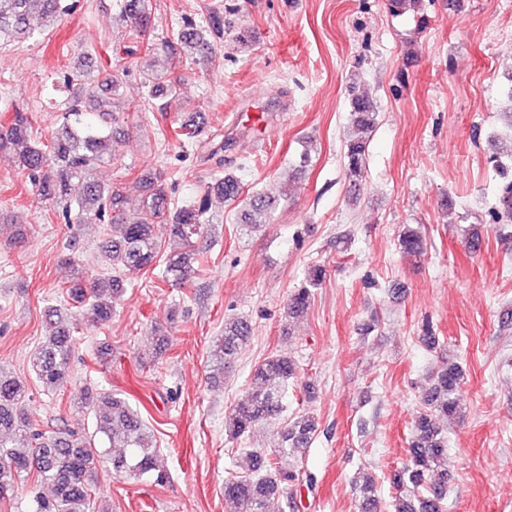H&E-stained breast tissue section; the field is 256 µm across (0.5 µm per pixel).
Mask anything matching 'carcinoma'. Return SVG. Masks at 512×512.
I'll use <instances>...</instances> for the list:
<instances>
[{"instance_id":"obj_1","label":"carcinoma","mask_w":512,"mask_h":512,"mask_svg":"<svg viewBox=\"0 0 512 512\" xmlns=\"http://www.w3.org/2000/svg\"><path fill=\"white\" fill-rule=\"evenodd\" d=\"M152 0H120L122 18L130 22L133 39L146 51L161 52L168 63L182 55H202L211 47L210 38L224 32V17L210 13L207 25L190 19L183 21L176 35L159 44L149 41L154 25ZM393 16L410 15L418 29L426 28L423 0H386ZM72 10L68 0H0V46H10L32 38L39 21L42 31L56 27L61 16ZM185 78L174 67L148 76V85L159 103L153 109L130 104L122 109L112 105L120 96L122 80L114 74L99 81L92 69L72 71L64 77L68 86L92 90L88 107L73 101L63 113V121L49 138V143L33 136L32 120L18 107L12 108L10 123L0 126V156L11 160L26 175L37 196L61 210L68 224H86L94 216L109 226L108 239L101 246L107 273L86 277L73 268L72 285L66 292L80 304L83 317L95 326L112 320L116 305L125 292L123 274L131 270L160 269V279L171 286H185L199 279L203 272L201 257L211 246L205 232L213 223L208 216L210 197L226 203L242 201L240 220L245 230L256 232L269 221L275 199L262 191L244 194L241 180L224 168V140L208 141L205 160L218 169L213 182L194 201L170 207L163 180L146 173L134 179L138 195L132 196L111 187L96 177L98 167L116 156L115 126L130 118L149 123L158 119L169 122L173 140L181 145L198 141L205 128V115L193 112L185 118L173 113L182 110L179 87ZM379 112L365 92H353L350 117L357 135L346 144L345 178L349 198L357 201L366 172L368 134L378 123ZM500 180L497 206L492 221H512V160L501 153L490 156ZM168 225L169 235L180 242V249L163 253L155 225ZM399 247L407 257L423 254L420 235L409 227L399 235ZM326 268L320 264L308 268L305 285L293 290L286 303V316H303L311 302L312 289L321 285ZM66 304L44 307L45 319L53 332L45 337L29 356L30 372L44 392L56 390L71 369L76 337L69 328ZM252 325L234 317L224 321V336L217 339L209 356L218 374L234 367L243 346L252 335ZM298 376V364L292 356L272 355L254 366L245 398L225 416V432L232 441H243L256 426L275 419L284 412L283 400L288 385ZM462 370L453 360L435 369L430 386L421 397L423 411L415 421L409 448V464L394 472L393 486L400 490L394 497V512H445L448 499V472L444 468L448 435L444 423L460 417L459 395ZM31 401L26 382L0 365V498L15 491L23 474L35 473L50 488V496L36 499L35 512H108L98 505L97 466L105 461L117 476L162 478L158 450L147 432L145 420L119 393L101 396L86 389L79 408L94 416L89 429L75 431L58 427L44 432L35 427L28 413ZM320 424L311 412H304L281 422L278 442L270 454L257 448H243L239 454L238 475L224 482V498L235 512H266L269 500L281 498V512H300L303 474L294 459L303 456ZM358 512H383L373 478L359 488Z\"/></svg>"}]
</instances>
